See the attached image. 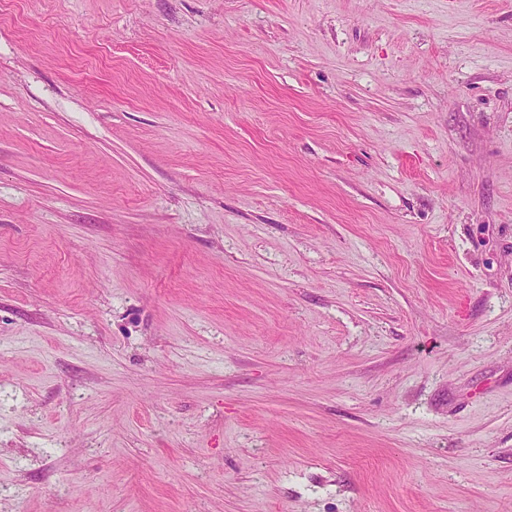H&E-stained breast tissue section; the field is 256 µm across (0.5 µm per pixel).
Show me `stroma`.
<instances>
[{
  "mask_svg": "<svg viewBox=\"0 0 512 512\" xmlns=\"http://www.w3.org/2000/svg\"><path fill=\"white\" fill-rule=\"evenodd\" d=\"M0 512H512V0H0Z\"/></svg>",
  "mask_w": 512,
  "mask_h": 512,
  "instance_id": "35a3bbf8",
  "label": "stroma"
}]
</instances>
